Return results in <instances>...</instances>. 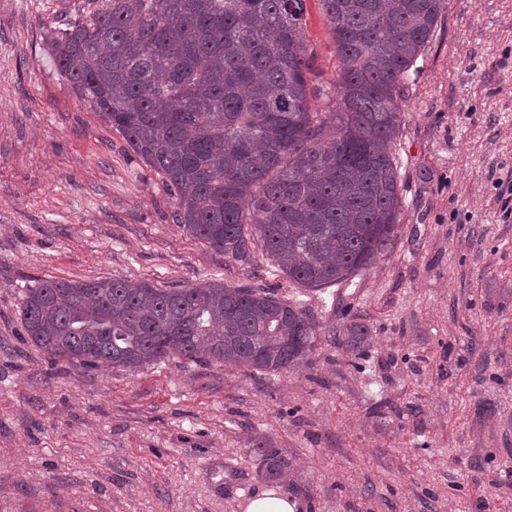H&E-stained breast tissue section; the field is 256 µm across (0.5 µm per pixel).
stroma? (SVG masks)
<instances>
[{"instance_id": "35a3bbf8", "label": "stroma", "mask_w": 512, "mask_h": 512, "mask_svg": "<svg viewBox=\"0 0 512 512\" xmlns=\"http://www.w3.org/2000/svg\"><path fill=\"white\" fill-rule=\"evenodd\" d=\"M83 0H0V512H512V0H447L406 80L390 252L308 291L225 262L172 218L161 173L57 71L47 24ZM309 85L340 63L306 0ZM263 288L373 341L318 336L301 368L170 358L131 371L54 357L18 312L48 279ZM291 470L259 472L254 437ZM323 336H333L347 352L355 355H359L365 347L369 346L372 339L369 326L358 321L357 318H353L343 326H327L324 328ZM298 504L288 496L266 490L248 500L245 512H297Z\"/></svg>"}]
</instances>
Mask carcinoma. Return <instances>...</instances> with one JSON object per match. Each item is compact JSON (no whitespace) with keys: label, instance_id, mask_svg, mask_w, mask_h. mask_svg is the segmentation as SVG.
<instances>
[{"label":"carcinoma","instance_id":"carcinoma-1","mask_svg":"<svg viewBox=\"0 0 512 512\" xmlns=\"http://www.w3.org/2000/svg\"><path fill=\"white\" fill-rule=\"evenodd\" d=\"M319 2L340 62L324 108L309 87L305 0H84L66 28H46L60 75L163 174L189 236L243 265L259 253L309 290L347 282L393 245L404 79L445 9ZM20 316L53 356L131 370L178 356L271 373L302 366L321 334L357 355L372 339L355 318L321 332L297 304L219 281L45 280ZM253 447L264 477L289 467L264 438Z\"/></svg>","mask_w":512,"mask_h":512}]
</instances>
